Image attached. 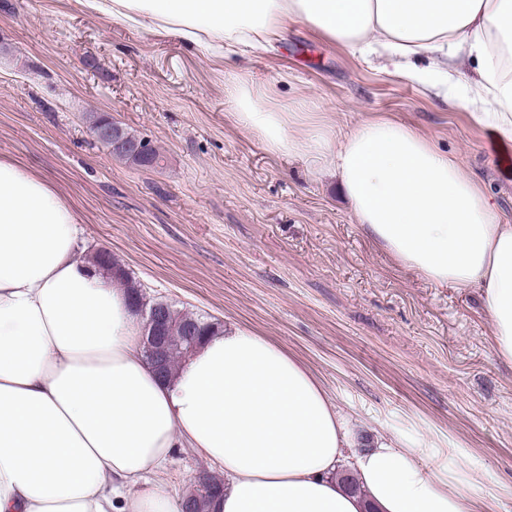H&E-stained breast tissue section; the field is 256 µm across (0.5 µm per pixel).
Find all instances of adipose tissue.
<instances>
[{
  "instance_id": "adipose-tissue-1",
  "label": "adipose tissue",
  "mask_w": 512,
  "mask_h": 512,
  "mask_svg": "<svg viewBox=\"0 0 512 512\" xmlns=\"http://www.w3.org/2000/svg\"><path fill=\"white\" fill-rule=\"evenodd\" d=\"M118 22L203 54L259 48L299 22L437 96L460 83L477 125L512 143V0H93ZM236 118L277 152L335 170L367 235L440 285L485 291L492 340L512 362V224L482 183L387 118L341 137L293 132L243 78ZM78 221L46 183L0 160V512H180L155 484L191 448L228 483L214 512H483L384 437L354 452L314 375L264 337H206L168 377L146 362L125 289L90 271ZM364 496L337 481L341 462Z\"/></svg>"
}]
</instances>
